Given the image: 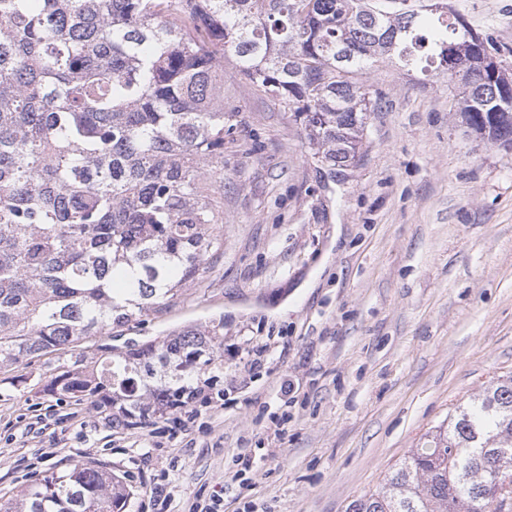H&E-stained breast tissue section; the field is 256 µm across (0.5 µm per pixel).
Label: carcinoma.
<instances>
[{"mask_svg": "<svg viewBox=\"0 0 512 512\" xmlns=\"http://www.w3.org/2000/svg\"><path fill=\"white\" fill-rule=\"evenodd\" d=\"M281 99L331 170L357 157L385 58L462 74L467 131L512 148V77L457 14L408 0H0V367L172 306L224 247V54ZM185 328L49 385L119 391L162 418L221 369ZM123 478L76 460L0 512H125ZM346 512H512V375L459 404Z\"/></svg>", "mask_w": 512, "mask_h": 512, "instance_id": "obj_1", "label": "carcinoma"}]
</instances>
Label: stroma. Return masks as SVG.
<instances>
[{"label":"stroma","mask_w":512,"mask_h":512,"mask_svg":"<svg viewBox=\"0 0 512 512\" xmlns=\"http://www.w3.org/2000/svg\"><path fill=\"white\" fill-rule=\"evenodd\" d=\"M512 71V0H447ZM356 161L314 156L293 112L224 58V251L177 303L111 336L0 368V497L69 460L127 483V512L224 489V512H345L468 397L512 375V150L453 115L459 79L374 62ZM187 326L218 329L224 403L113 427L52 377ZM293 391L281 398L283 381ZM38 421L41 432L25 427ZM258 461L226 481L239 449Z\"/></svg>","instance_id":"obj_1"}]
</instances>
